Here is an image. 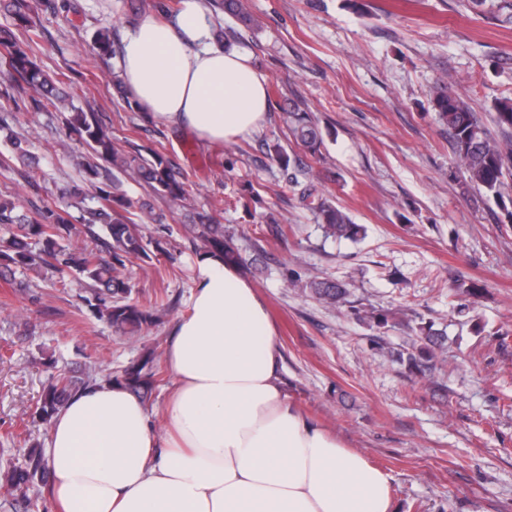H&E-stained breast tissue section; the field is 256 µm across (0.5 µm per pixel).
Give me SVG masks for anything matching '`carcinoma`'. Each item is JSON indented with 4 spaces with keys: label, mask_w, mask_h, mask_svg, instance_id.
<instances>
[{
    "label": "carcinoma",
    "mask_w": 512,
    "mask_h": 512,
    "mask_svg": "<svg viewBox=\"0 0 512 512\" xmlns=\"http://www.w3.org/2000/svg\"><path fill=\"white\" fill-rule=\"evenodd\" d=\"M214 2L246 27L257 26L243 0ZM4 8L24 34L19 36L9 28H0V97H17L35 112H56L63 106L70 109L66 125L84 148L72 160L88 188H74L63 207L48 202L34 206L31 217L14 215L15 206L1 199L0 224L9 226V236L0 238V276L15 269L67 272L88 289L91 297L86 302L95 316L106 320L119 335L138 336L156 324L159 312L169 304L156 301L144 305L132 300V286L121 277V270L136 261L149 265L166 248L163 240L143 234L142 226L155 221L153 210L127 198L121 190L122 177L141 181L156 195L173 200L190 195L187 181L172 175L160 150H124L115 145L98 115L75 104L84 90L60 88L59 80L37 66L33 57L42 26L33 0H6ZM93 50L102 56L114 53L111 29L97 31ZM431 102L448 127L459 166L471 183L493 199L500 210V223L512 224V196L504 192L505 179L512 175V97H502L494 103V122L501 130L500 138L491 135L465 99L439 91L433 93ZM288 117L293 139L310 153L319 152L324 135L309 113L295 106ZM0 138L11 146V154L0 158V166L36 163L28 138L2 116ZM301 199L308 202L327 236L355 240L365 235L362 225L353 223L330 198L316 194L313 186L302 189ZM192 232L203 251L219 253L234 265L240 263L238 251L224 234V225L215 223L211 216L198 214ZM83 237L96 241V251L88 252L80 246ZM306 290L326 306L349 304L348 289L335 279L312 280ZM351 310L378 330L392 326L386 313L363 314L354 306ZM444 342V334L433 325L418 326L413 350L406 357L409 371L421 380L431 379L437 359L444 354ZM107 381L128 388L142 400L147 398L161 382L155 353L130 363ZM91 383V379L79 381L65 373L51 376L35 410L38 420L50 424L69 398ZM47 474L42 450L34 447L29 449L24 463L8 467V482L13 490L22 493L35 479Z\"/></svg>",
    "instance_id": "1"
}]
</instances>
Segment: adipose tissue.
<instances>
[{"label": "adipose tissue", "instance_id": "ef3b65f1", "mask_svg": "<svg viewBox=\"0 0 512 512\" xmlns=\"http://www.w3.org/2000/svg\"><path fill=\"white\" fill-rule=\"evenodd\" d=\"M209 37L203 0H182L124 32L120 66L154 121L218 144L262 128L269 103L248 57ZM196 266L165 353L166 434L123 386L72 397L47 443L55 512H392L387 474L288 402L256 288L221 258Z\"/></svg>", "mask_w": 512, "mask_h": 512}]
</instances>
